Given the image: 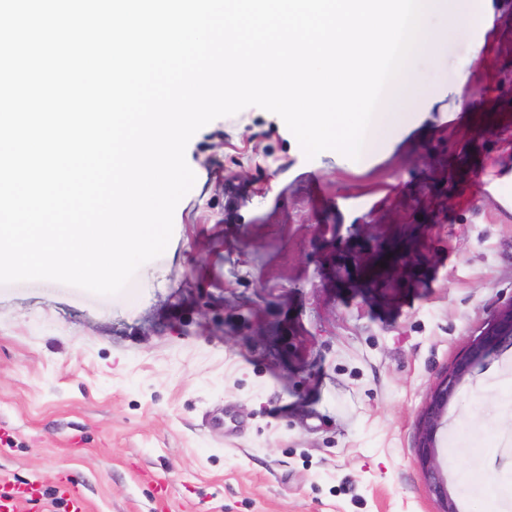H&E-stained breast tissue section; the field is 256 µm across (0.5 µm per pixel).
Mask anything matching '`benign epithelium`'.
Here are the masks:
<instances>
[{"instance_id": "benign-epithelium-1", "label": "benign epithelium", "mask_w": 512, "mask_h": 512, "mask_svg": "<svg viewBox=\"0 0 512 512\" xmlns=\"http://www.w3.org/2000/svg\"><path fill=\"white\" fill-rule=\"evenodd\" d=\"M506 339L512 341V305L502 310L481 335L471 340L453 367L433 387L418 422L420 462L429 489L441 504L439 512H459L455 501L448 493V483L442 477L436 461L435 439L448 412V402L472 365Z\"/></svg>"}]
</instances>
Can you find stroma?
<instances>
[{"mask_svg": "<svg viewBox=\"0 0 512 512\" xmlns=\"http://www.w3.org/2000/svg\"><path fill=\"white\" fill-rule=\"evenodd\" d=\"M452 97L393 154L307 158L250 106L201 128L173 238L112 296L0 285V483L19 512H438L433 385L512 303V26L449 39ZM384 221L372 225L375 214ZM512 342L448 403L459 512H512ZM39 488L40 482L37 480L22 487L2 484L0 487V511L17 512L21 501L35 498Z\"/></svg>", "mask_w": 512, "mask_h": 512, "instance_id": "obj_1", "label": "stroma"}]
</instances>
